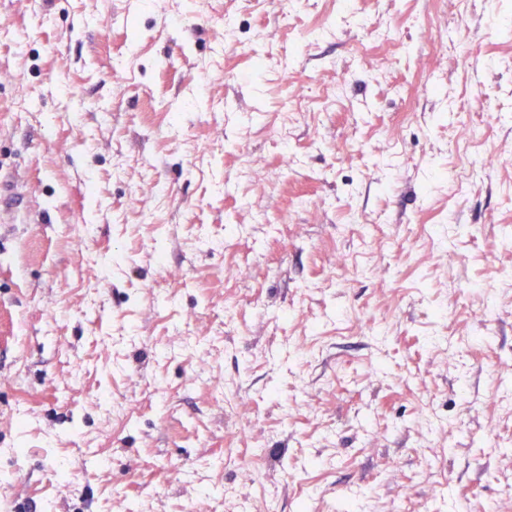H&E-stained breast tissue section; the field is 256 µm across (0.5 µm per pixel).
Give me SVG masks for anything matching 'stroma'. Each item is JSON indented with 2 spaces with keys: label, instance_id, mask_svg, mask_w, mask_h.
Instances as JSON below:
<instances>
[{
  "label": "stroma",
  "instance_id": "stroma-1",
  "mask_svg": "<svg viewBox=\"0 0 512 512\" xmlns=\"http://www.w3.org/2000/svg\"><path fill=\"white\" fill-rule=\"evenodd\" d=\"M509 157L512 0H0V512L511 502Z\"/></svg>",
  "mask_w": 512,
  "mask_h": 512
}]
</instances>
